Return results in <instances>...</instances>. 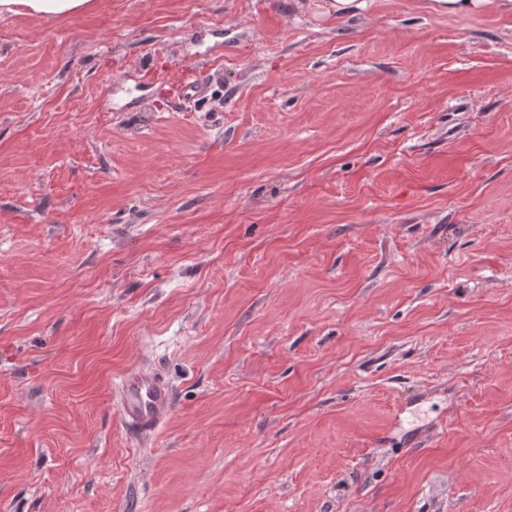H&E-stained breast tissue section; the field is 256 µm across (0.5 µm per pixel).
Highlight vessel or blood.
<instances>
[{
    "label": "vessel or blood",
    "instance_id": "1",
    "mask_svg": "<svg viewBox=\"0 0 512 512\" xmlns=\"http://www.w3.org/2000/svg\"><path fill=\"white\" fill-rule=\"evenodd\" d=\"M117 411L121 423L149 437L168 417L172 390L155 372L140 366L120 378Z\"/></svg>",
    "mask_w": 512,
    "mask_h": 512
}]
</instances>
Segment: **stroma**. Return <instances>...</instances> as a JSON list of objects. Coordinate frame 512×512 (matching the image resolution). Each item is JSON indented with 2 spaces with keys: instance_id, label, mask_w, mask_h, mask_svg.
Returning a JSON list of instances; mask_svg holds the SVG:
<instances>
[{
  "instance_id": "stroma-1",
  "label": "stroma",
  "mask_w": 512,
  "mask_h": 512,
  "mask_svg": "<svg viewBox=\"0 0 512 512\" xmlns=\"http://www.w3.org/2000/svg\"><path fill=\"white\" fill-rule=\"evenodd\" d=\"M328 3L0 21V512H512V8ZM117 411L121 423L149 437L168 417L172 390L155 372L140 366L120 378Z\"/></svg>"
}]
</instances>
